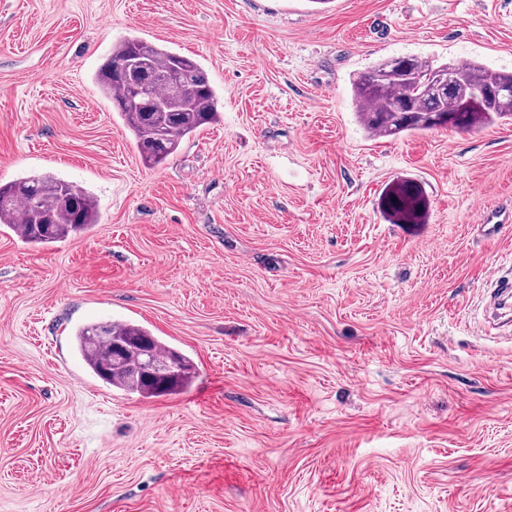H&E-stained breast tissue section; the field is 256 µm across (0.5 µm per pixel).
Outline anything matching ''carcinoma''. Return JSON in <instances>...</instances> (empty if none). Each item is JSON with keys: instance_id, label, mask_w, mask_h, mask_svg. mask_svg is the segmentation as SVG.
Wrapping results in <instances>:
<instances>
[{"instance_id": "1", "label": "carcinoma", "mask_w": 512, "mask_h": 512, "mask_svg": "<svg viewBox=\"0 0 512 512\" xmlns=\"http://www.w3.org/2000/svg\"><path fill=\"white\" fill-rule=\"evenodd\" d=\"M134 59L144 69L132 82L117 78L125 62ZM457 74L461 91L435 93L429 75ZM104 97L113 102L133 133L143 163L155 168L167 162L182 141L202 126L220 120L215 92L207 73L192 58L132 36L112 48V56L96 75ZM479 86L488 96L475 103L463 90ZM352 100L360 124L370 135L396 137L439 128L475 130L498 121L512 122V97L496 92L512 90V72H493L475 62L454 63L415 55L375 64L351 83ZM391 207L412 213L418 193L404 186L393 193ZM98 223L94 198L64 180L51 176L26 177L0 184V224L17 228L29 243L43 244L77 235ZM112 343L99 339V332ZM180 365L172 381L135 384L130 380L141 346ZM75 347L87 367L103 383L143 398L187 391L196 369L189 357L130 321L89 323L75 333Z\"/></svg>"}]
</instances>
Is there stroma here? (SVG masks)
<instances>
[{"instance_id":"stroma-1","label":"stroma","mask_w":512,"mask_h":512,"mask_svg":"<svg viewBox=\"0 0 512 512\" xmlns=\"http://www.w3.org/2000/svg\"><path fill=\"white\" fill-rule=\"evenodd\" d=\"M135 35L196 60L220 123L145 168L96 71ZM512 72V0H0V184L92 193L89 232L0 224V512H512V123L369 136L381 60ZM416 187V214L389 195ZM189 356L184 393L96 378L78 327ZM512 220L511 207L488 212L484 218V224H478V228L485 236H495L502 228L501 224H510ZM502 296H504V297L502 298V300H500V303L498 304L499 305L498 309L499 310H507V313L509 316V322L493 323L488 318V315H487V321L489 323H493L495 325L511 327V323H512V319H511L512 318V282L510 280L502 281L497 284L496 288L492 291V293L490 295L486 313L488 312V310L491 307H493L497 304V302L499 301V299Z\"/></svg>"}]
</instances>
